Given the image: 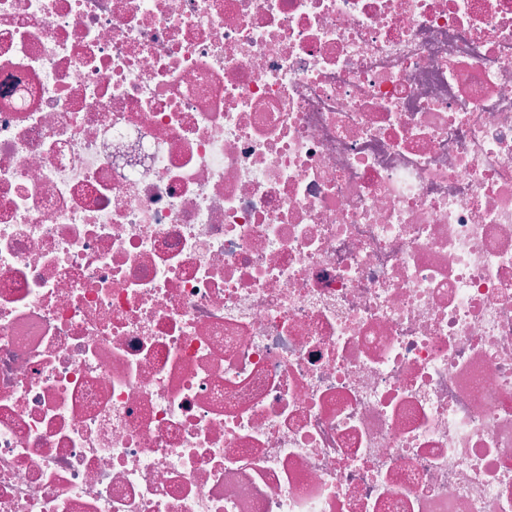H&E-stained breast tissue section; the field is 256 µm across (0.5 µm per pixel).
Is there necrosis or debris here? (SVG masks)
<instances>
[{
  "instance_id": "4bbe7bcc",
  "label": "necrosis or debris",
  "mask_w": 512,
  "mask_h": 512,
  "mask_svg": "<svg viewBox=\"0 0 512 512\" xmlns=\"http://www.w3.org/2000/svg\"><path fill=\"white\" fill-rule=\"evenodd\" d=\"M0 512H512V0H0Z\"/></svg>"
}]
</instances>
